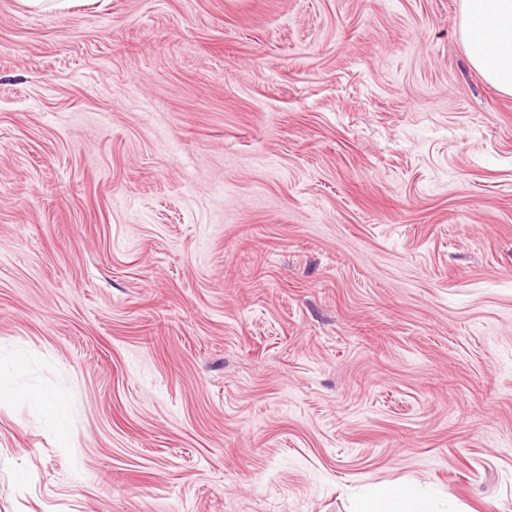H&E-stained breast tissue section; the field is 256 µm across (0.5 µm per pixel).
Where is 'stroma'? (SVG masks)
<instances>
[{
    "label": "stroma",
    "mask_w": 512,
    "mask_h": 512,
    "mask_svg": "<svg viewBox=\"0 0 512 512\" xmlns=\"http://www.w3.org/2000/svg\"><path fill=\"white\" fill-rule=\"evenodd\" d=\"M461 0H0V512H512V95ZM356 512H439L409 486H390L366 499Z\"/></svg>",
    "instance_id": "obj_1"
}]
</instances>
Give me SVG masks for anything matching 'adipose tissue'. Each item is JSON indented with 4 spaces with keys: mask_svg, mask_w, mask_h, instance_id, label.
Instances as JSON below:
<instances>
[{
    "mask_svg": "<svg viewBox=\"0 0 512 512\" xmlns=\"http://www.w3.org/2000/svg\"><path fill=\"white\" fill-rule=\"evenodd\" d=\"M460 35L471 67L512 95V0H462ZM358 512H435L415 488L390 486L366 499Z\"/></svg>",
    "mask_w": 512,
    "mask_h": 512,
    "instance_id": "adipose-tissue-1",
    "label": "adipose tissue"
}]
</instances>
